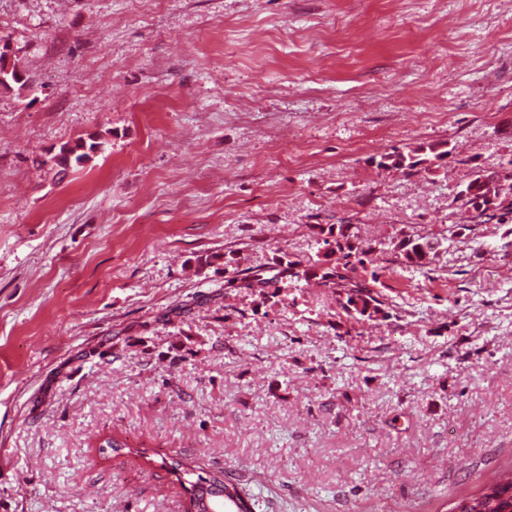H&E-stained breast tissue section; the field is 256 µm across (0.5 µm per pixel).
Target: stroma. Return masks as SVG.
<instances>
[{
    "label": "stroma",
    "mask_w": 512,
    "mask_h": 512,
    "mask_svg": "<svg viewBox=\"0 0 512 512\" xmlns=\"http://www.w3.org/2000/svg\"><path fill=\"white\" fill-rule=\"evenodd\" d=\"M0 38L34 82L0 87V512H184L106 435L253 512H450L512 468V214L458 197L512 184V0H0ZM331 224L384 316L238 286ZM88 140L89 142L81 138L73 144H63L52 157L40 160L39 165L41 167L49 165L51 169L60 168L56 175L66 171L69 164L72 168H83L98 152H101L105 144L101 137H89ZM440 147L441 145H429L427 148L422 147L410 150L406 154H383L378 164L379 166L400 165L413 170L418 166L434 162L435 160L439 161L451 152V149L441 150ZM503 186L504 185L498 184L497 180L493 176L482 174L478 171L471 175L464 190L469 192L471 187H474L475 192L472 194L473 198H481L483 203L486 204V199L488 197L490 207L494 205L495 200L497 203V201L501 199L500 203L496 204L497 207H500L504 203L502 196L505 198L509 193L511 194L510 191L512 190L511 184L508 185V188H504ZM489 196H493L495 200ZM398 247L408 260L419 266L430 263L435 254L434 243L423 237L404 239L400 241ZM431 254L432 257H430ZM162 466L166 467L169 471L177 476L178 481L184 486L181 480L180 474H183L187 478H194L197 485H200L199 492L190 497V503L188 502L187 509L190 512H208L210 508L206 506L207 510H202L203 506H200V501L203 505V500L206 495H209L220 488L224 493L223 498L213 508L215 512H252L251 508L246 503L245 499L248 493L238 484L224 481V473L222 471L214 472L208 476L203 477L200 473H196L197 467L193 465L186 456H180L179 453L174 455L160 456ZM174 469H180V474ZM185 487V486H184ZM250 500V499H249Z\"/></svg>",
    "instance_id": "obj_1"
}]
</instances>
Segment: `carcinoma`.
I'll use <instances>...</instances> for the list:
<instances>
[{
    "instance_id": "obj_1",
    "label": "carcinoma",
    "mask_w": 512,
    "mask_h": 512,
    "mask_svg": "<svg viewBox=\"0 0 512 512\" xmlns=\"http://www.w3.org/2000/svg\"><path fill=\"white\" fill-rule=\"evenodd\" d=\"M9 67L12 68V71L21 69L20 59L15 56L7 62L0 58V77L7 80L5 87L15 86L20 92L27 90L25 85L16 83L11 79V71H7ZM104 144V139L100 137H91L87 140L81 138L72 144L65 143L52 157L39 161V165L42 167L48 165L53 169L58 168L62 172L68 166L82 168L103 149ZM448 154L449 150H442L438 145H430L426 148L413 149L405 154H383L378 161V165H400L413 170L435 160L439 161ZM471 189L474 190L473 198L467 199L466 204L472 206L474 200L480 198L485 200L492 196L497 201L502 199L509 195L512 185L510 184L505 188L493 176L478 171L473 173L466 183L465 190L469 191ZM322 242L323 245L327 246V252L337 255L336 263L333 266L325 268L321 265V261L317 260L306 268L302 266L301 262L291 260L285 254L279 259L282 272L298 281L312 275L319 277L325 285L343 286L348 280V272L358 265L365 264L366 250L352 242L351 235L347 234L344 226L329 227L328 236L323 238ZM398 247L408 260L420 266L430 263L431 255L435 254L434 243L422 237L404 239L400 241ZM343 309L347 312L354 311L362 317L371 318L380 311V302L369 291L358 286L346 293ZM107 448L112 449L114 454L121 450L125 454L147 458V450L133 449L114 437H106L100 442V453H105ZM161 464L171 472L176 469L180 470L181 474L187 478L195 479L197 484L200 485L199 492L190 497V503L187 506L189 512H206L200 506V501L204 500L205 496L211 494L217 488L221 489L224 496L215 505L214 512H252L246 503L247 492L238 484L225 481L224 472L218 471L204 477L196 472L193 461L185 456H180L178 453L161 457ZM492 490L496 491V497H494L487 512H512V473H503L486 484V488L480 494V497H488V492Z\"/></svg>"
}]
</instances>
